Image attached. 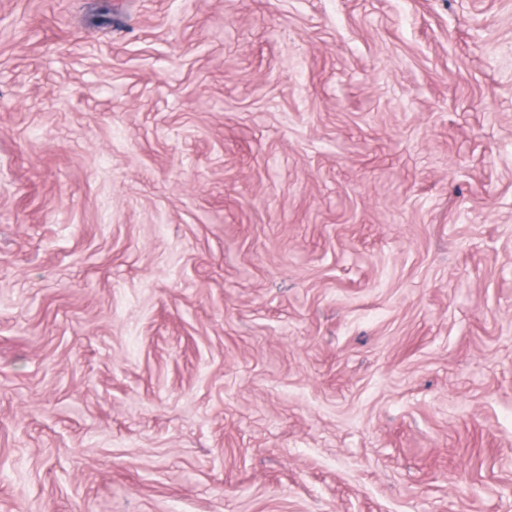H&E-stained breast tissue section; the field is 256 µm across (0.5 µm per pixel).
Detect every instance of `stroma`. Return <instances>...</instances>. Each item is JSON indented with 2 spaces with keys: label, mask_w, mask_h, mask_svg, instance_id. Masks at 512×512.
<instances>
[{
  "label": "stroma",
  "mask_w": 512,
  "mask_h": 512,
  "mask_svg": "<svg viewBox=\"0 0 512 512\" xmlns=\"http://www.w3.org/2000/svg\"><path fill=\"white\" fill-rule=\"evenodd\" d=\"M0 512H512V0H0Z\"/></svg>",
  "instance_id": "1"
}]
</instances>
